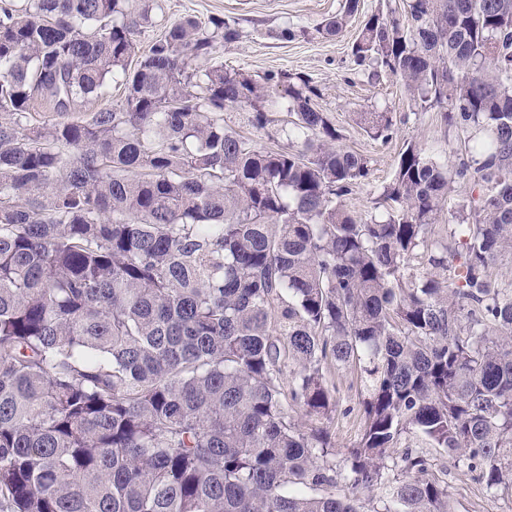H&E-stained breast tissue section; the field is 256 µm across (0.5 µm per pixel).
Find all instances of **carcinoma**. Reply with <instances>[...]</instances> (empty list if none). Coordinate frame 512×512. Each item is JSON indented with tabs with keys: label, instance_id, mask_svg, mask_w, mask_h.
I'll list each match as a JSON object with an SVG mask.
<instances>
[{
	"label": "carcinoma",
	"instance_id": "carcinoma-1",
	"mask_svg": "<svg viewBox=\"0 0 512 512\" xmlns=\"http://www.w3.org/2000/svg\"><path fill=\"white\" fill-rule=\"evenodd\" d=\"M154 2L0 0V512H453L426 448L512 497V0L365 20L353 63L443 108L462 155L407 142L366 215L345 197L368 160L317 88L212 63L224 20L129 67ZM285 98L296 150L224 119L263 130ZM459 179L471 222L435 239ZM329 361L363 384L340 462Z\"/></svg>",
	"mask_w": 512,
	"mask_h": 512
}]
</instances>
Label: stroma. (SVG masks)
I'll list each match as a JSON object with an SVG mask.
<instances>
[{
    "label": "stroma",
    "mask_w": 512,
    "mask_h": 512,
    "mask_svg": "<svg viewBox=\"0 0 512 512\" xmlns=\"http://www.w3.org/2000/svg\"><path fill=\"white\" fill-rule=\"evenodd\" d=\"M345 0H159L153 23L136 37L140 51H147L171 23L191 15L200 22L221 17L233 24L240 37L218 46L216 63L260 78L271 72L301 73L316 86L315 103L340 131L342 147L369 160V174L347 196V207L358 213L373 211L382 187L395 171L405 142L421 141L437 159L448 157L457 145L456 134L444 126L439 109L416 111L404 88L387 73L372 74L355 66L350 46L363 21L375 12L399 8L402 0H360L359 10L339 35L327 37L319 28L340 13ZM293 28L295 39H279L284 28ZM385 109L393 114L395 132L386 142L369 138L354 120V111ZM329 384L336 388L338 408L328 425L337 452L357 440L361 428V381L356 371L329 366ZM433 472L447 481L454 512H512V499L490 500L476 474L455 469L447 455L430 449Z\"/></svg>",
    "instance_id": "1"
}]
</instances>
